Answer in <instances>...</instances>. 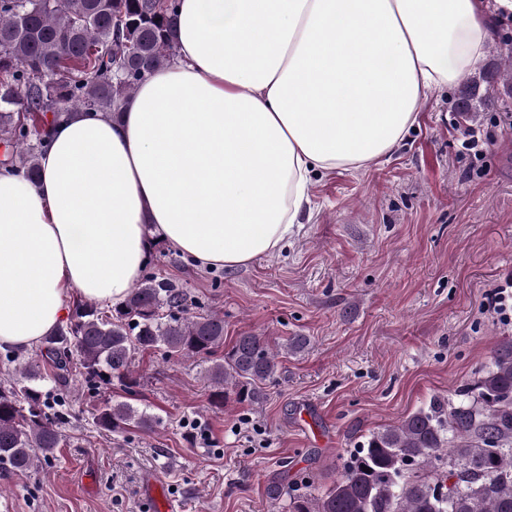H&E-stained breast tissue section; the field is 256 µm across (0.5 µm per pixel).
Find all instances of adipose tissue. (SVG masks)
Masks as SVG:
<instances>
[{
	"label": "adipose tissue",
	"mask_w": 512,
	"mask_h": 512,
	"mask_svg": "<svg viewBox=\"0 0 512 512\" xmlns=\"http://www.w3.org/2000/svg\"><path fill=\"white\" fill-rule=\"evenodd\" d=\"M491 37L483 0H178L176 58L119 120L77 112L37 182L0 174V349L41 344L68 293L123 301L156 242L203 268L279 252L313 177L390 155Z\"/></svg>",
	"instance_id": "1"
}]
</instances>
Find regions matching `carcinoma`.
I'll use <instances>...</instances> for the list:
<instances>
[{
  "label": "carcinoma",
  "mask_w": 512,
  "mask_h": 512,
  "mask_svg": "<svg viewBox=\"0 0 512 512\" xmlns=\"http://www.w3.org/2000/svg\"><path fill=\"white\" fill-rule=\"evenodd\" d=\"M177 0H0V172L38 177L51 128L76 110L117 119L138 84L176 54ZM490 70L466 80L460 111H475ZM186 295L165 278L143 277L113 306L72 304L66 323L43 339L37 357L13 366L0 354V474H28L63 446L73 376L91 390L140 386L136 355L201 358L209 402L259 406L278 371L279 350L243 334L224 347V314L192 315ZM52 379L55 390L43 389ZM94 425L152 431L156 415L104 401ZM370 472L363 471V467ZM288 512H512V338L456 398L437 397L398 425L370 432L343 473L320 494L267 487Z\"/></svg>",
  "instance_id": "carcinoma-1"
}]
</instances>
